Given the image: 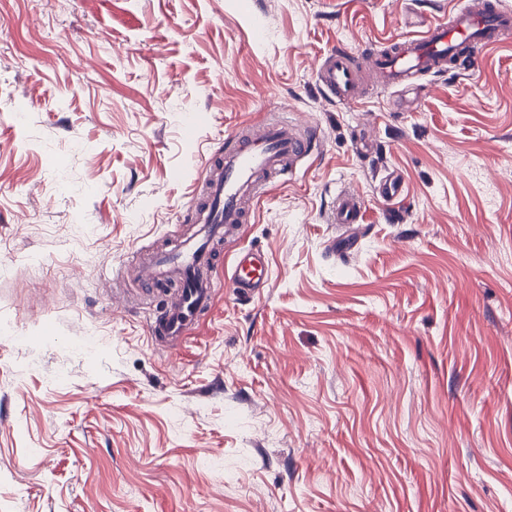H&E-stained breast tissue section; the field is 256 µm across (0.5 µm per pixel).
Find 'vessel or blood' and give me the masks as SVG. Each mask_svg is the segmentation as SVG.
<instances>
[{
    "instance_id": "vessel-or-blood-1",
    "label": "vessel or blood",
    "mask_w": 512,
    "mask_h": 512,
    "mask_svg": "<svg viewBox=\"0 0 512 512\" xmlns=\"http://www.w3.org/2000/svg\"><path fill=\"white\" fill-rule=\"evenodd\" d=\"M509 32L512 11L499 0L463 4L449 15L423 22L419 34L386 42L374 52L336 45L321 65L318 84L341 102L360 101V85L367 77L380 88L406 91L417 77L446 71L456 63L475 67L480 54ZM230 139V145L203 166L201 192L193 202L196 230L178 250L154 254L141 271L144 284L177 287L173 303L162 306L148 325L153 343L182 341L193 324L207 317L214 305L218 269H225L229 291L239 301L260 296L270 283L264 252L250 247L229 256L223 244L251 222L289 164L312 153L317 134L311 130L302 135L291 124L268 121L238 129ZM364 207L360 195L340 192L330 219L353 226L362 222Z\"/></svg>"
}]
</instances>
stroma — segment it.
I'll return each mask as SVG.
<instances>
[{
  "instance_id": "35a3bbf8",
  "label": "stroma",
  "mask_w": 512,
  "mask_h": 512,
  "mask_svg": "<svg viewBox=\"0 0 512 512\" xmlns=\"http://www.w3.org/2000/svg\"><path fill=\"white\" fill-rule=\"evenodd\" d=\"M449 7L0 0V512H512V34L413 91L317 83L336 44ZM261 113L322 146L225 246L270 284L154 345L125 268L188 233L203 159ZM365 203L363 198L351 191H341L330 215L333 224H341L348 228L363 221Z\"/></svg>"
}]
</instances>
